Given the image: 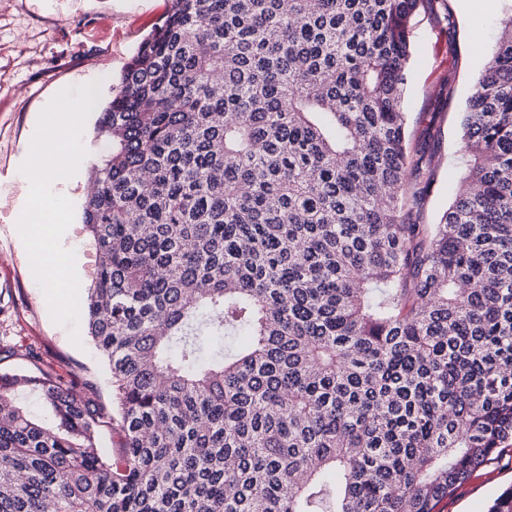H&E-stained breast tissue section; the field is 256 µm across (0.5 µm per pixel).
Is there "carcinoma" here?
Wrapping results in <instances>:
<instances>
[{"instance_id":"1","label":"carcinoma","mask_w":512,"mask_h":512,"mask_svg":"<svg viewBox=\"0 0 512 512\" xmlns=\"http://www.w3.org/2000/svg\"><path fill=\"white\" fill-rule=\"evenodd\" d=\"M437 3L172 0L83 204L112 409L31 347L0 370V512H436L512 447V16L425 224L403 102Z\"/></svg>"}]
</instances>
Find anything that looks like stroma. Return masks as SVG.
<instances>
[{
    "mask_svg": "<svg viewBox=\"0 0 512 512\" xmlns=\"http://www.w3.org/2000/svg\"><path fill=\"white\" fill-rule=\"evenodd\" d=\"M450 10L419 12L410 31L414 59L404 108L411 143H426L443 158L438 182L424 205L435 223L461 186L459 114L465 109L485 57L469 51L470 34L493 48L512 15V0H450ZM171 0H0V367L20 366L15 356L37 347L45 368L62 382L97 383L104 403L112 401L107 371L91 341L75 346L67 327L55 324L17 230L30 183L21 173L41 109L67 86L100 81L101 98L141 41L168 11ZM454 96H446V85ZM435 125H428V117ZM76 253L81 288L94 278L96 253L81 216L62 238ZM512 486V447L477 469L440 506V512H487Z\"/></svg>",
    "mask_w": 512,
    "mask_h": 512,
    "instance_id": "1",
    "label": "stroma"
}]
</instances>
